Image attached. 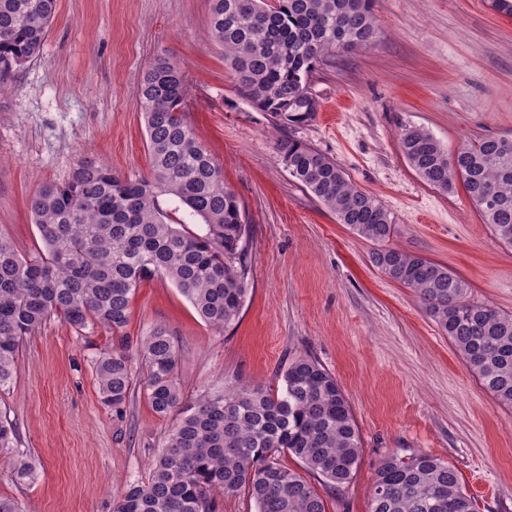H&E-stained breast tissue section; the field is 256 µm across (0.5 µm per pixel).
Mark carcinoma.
<instances>
[{
	"label": "carcinoma",
	"instance_id": "obj_1",
	"mask_svg": "<svg viewBox=\"0 0 512 512\" xmlns=\"http://www.w3.org/2000/svg\"><path fill=\"white\" fill-rule=\"evenodd\" d=\"M57 2L0 0V94L8 89L4 78L40 56ZM210 2L209 36L224 48L238 94L281 129L318 111L310 78L324 57L366 46L377 34L374 0ZM135 97L149 176L131 180L82 160L65 182L43 184L31 198L47 253L22 256L0 237V390L13 380L24 339L47 320L76 330L103 326L118 343L95 360L102 402L123 414L139 363L152 410L180 414L147 481L126 485L112 512H216L215 494L241 492L256 512H327L303 473L333 487L348 484L363 446L351 403L317 358H292L273 387L238 386L185 404L167 331L156 326L137 339L125 333L133 296L157 275L169 278L204 321L223 328L239 318L249 274L245 211L187 118L182 64L156 57ZM276 148L288 175L337 223L379 245L374 265L414 291L483 388L512 408V314L472 301L469 284L447 266L388 246L394 217L334 160L288 137ZM400 148L429 186L446 193L461 183L496 239L512 247V137L465 141L450 154L430 132L409 125ZM165 196L203 224V234L170 223ZM286 454L300 470L282 462ZM0 465L19 485L37 480L35 461L17 448L5 414ZM369 512H476V501L449 462L426 452L389 453L376 467Z\"/></svg>",
	"mask_w": 512,
	"mask_h": 512
}]
</instances>
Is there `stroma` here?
Masks as SVG:
<instances>
[{
	"label": "stroma",
	"instance_id": "35a3bbf8",
	"mask_svg": "<svg viewBox=\"0 0 512 512\" xmlns=\"http://www.w3.org/2000/svg\"><path fill=\"white\" fill-rule=\"evenodd\" d=\"M377 38L336 51L311 78L308 122L277 129L241 99L224 49L207 35L210 0H58L40 57L0 94V236L22 255L44 252L30 199L81 160L148 175L135 89L159 55L180 61L187 116L224 171L250 225L246 301L217 330L164 277L143 282L128 335L164 327L185 398L235 384H274L292 357H316L349 399L363 440L344 487L311 484L327 512H368L375 469L390 452L449 461L477 512H512V409L500 406L425 314L414 293L371 261L360 238L288 175L281 134L317 148L394 216L391 247L448 266L472 300L512 313V247L484 224L463 186L444 193L410 168L403 126L447 150L512 135V16L489 0H375ZM112 332L54 318L25 339L0 411L34 458L36 484L0 467V496L24 512H112L126 483L147 479L176 414L156 415L135 391L124 418L98 393L93 362Z\"/></svg>",
	"mask_w": 512,
	"mask_h": 512
}]
</instances>
